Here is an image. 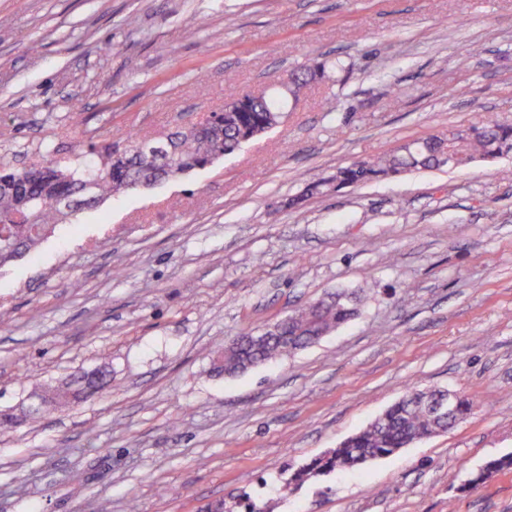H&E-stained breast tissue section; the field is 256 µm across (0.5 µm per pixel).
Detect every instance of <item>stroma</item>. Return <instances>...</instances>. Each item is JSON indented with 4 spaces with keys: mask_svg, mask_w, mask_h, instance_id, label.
Listing matches in <instances>:
<instances>
[{
    "mask_svg": "<svg viewBox=\"0 0 512 512\" xmlns=\"http://www.w3.org/2000/svg\"><path fill=\"white\" fill-rule=\"evenodd\" d=\"M314 60L327 78L279 127L85 206L0 265V412L112 376L0 424V512H512V470L465 487L512 456V154L288 205L351 161L512 123V0H0V164L160 139ZM358 288L368 303L318 343L212 373L240 332ZM410 387L474 409L277 495ZM83 382H77L76 385L57 387L55 389L44 391L42 394L45 396L47 403L55 410L71 406L80 400L86 399L98 393L106 387L110 380L104 384H99L91 376H86Z\"/></svg>",
    "mask_w": 512,
    "mask_h": 512,
    "instance_id": "1",
    "label": "stroma"
}]
</instances>
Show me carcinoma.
<instances>
[{"instance_id": "cac0c4a2", "label": "carcinoma", "mask_w": 512, "mask_h": 512, "mask_svg": "<svg viewBox=\"0 0 512 512\" xmlns=\"http://www.w3.org/2000/svg\"><path fill=\"white\" fill-rule=\"evenodd\" d=\"M325 64L316 62L288 73V95L295 98L311 81L324 76ZM286 97L271 94L231 93L227 97L222 119L202 130L181 131L169 138L170 149L161 160L148 159L139 152L142 140L127 137L125 154L115 161L122 173L114 174L82 160L78 150L72 161H47L31 166L23 173L6 164L0 165V264L22 252L31 251L48 230L68 217L61 198L68 192L77 197L89 195L96 200L124 193L139 183H155L176 177L185 170L213 157L235 153L242 144L279 125L284 119ZM453 153L458 166H469L477 160L499 158L512 153V124L488 121L467 128L450 129L399 146L393 151L353 162L336 173L307 185L305 195L325 194L345 187L361 185L397 176L418 169L446 166L444 157ZM29 208L35 215L32 224H13L12 218ZM364 294L338 290L323 299L320 305L309 304L279 318L276 335L255 346L234 337L224 346V364L213 363V370L236 375L263 365L290 351L309 346L319 334H327L348 321L358 311ZM104 385L86 376L73 386L57 387L43 392L47 403L59 410L98 393ZM438 391L406 390L403 397L386 410V417L369 426L333 449L329 455L299 468L283 488L309 476L335 470H351L368 461L390 456L422 437L444 427L451 421L434 416L427 407L429 398ZM512 466L509 458L489 461L484 472L472 479L477 485L492 474Z\"/></svg>"}]
</instances>
